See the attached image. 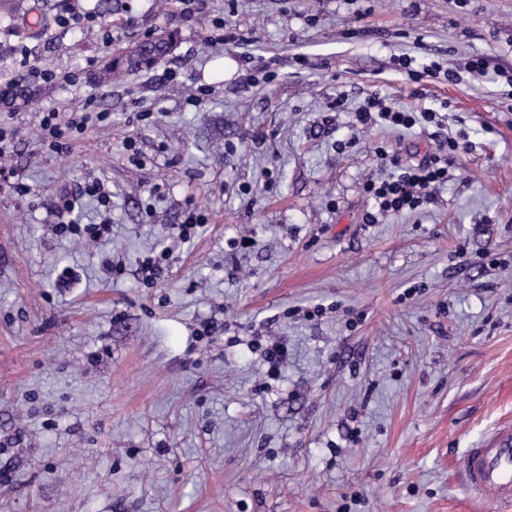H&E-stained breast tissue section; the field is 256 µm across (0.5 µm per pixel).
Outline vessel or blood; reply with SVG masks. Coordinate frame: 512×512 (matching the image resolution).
I'll return each mask as SVG.
<instances>
[{"label": "vessel or blood", "instance_id": "1", "mask_svg": "<svg viewBox=\"0 0 512 512\" xmlns=\"http://www.w3.org/2000/svg\"><path fill=\"white\" fill-rule=\"evenodd\" d=\"M461 474L472 493L512 512V429L499 432L484 447L466 449Z\"/></svg>", "mask_w": 512, "mask_h": 512}]
</instances>
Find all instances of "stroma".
Listing matches in <instances>:
<instances>
[{"mask_svg":"<svg viewBox=\"0 0 512 512\" xmlns=\"http://www.w3.org/2000/svg\"><path fill=\"white\" fill-rule=\"evenodd\" d=\"M192 9L0 7V79L79 76L0 112L30 188L0 189V512H500L460 468L512 427V87L494 78L512 71V0ZM219 18L239 45L209 41ZM166 31L171 55L100 83L105 59ZM432 62L457 81L422 75ZM374 93L440 123L361 125ZM83 105L107 120L44 146L42 110ZM440 134L461 153L432 202L367 223L376 147L416 163ZM90 177L112 193L107 212L78 202L83 223L111 219L92 247L57 236L53 209ZM192 209L205 222L183 242ZM259 336L285 342L279 375ZM169 259V254L166 249H161L159 252L152 251L144 256L140 264V272L142 279L147 283H151L162 272V264Z\"/></svg>","mask_w":512,"mask_h":512,"instance_id":"1","label":"stroma"}]
</instances>
